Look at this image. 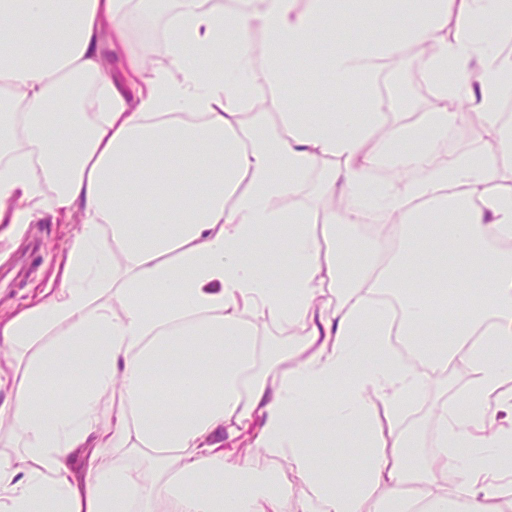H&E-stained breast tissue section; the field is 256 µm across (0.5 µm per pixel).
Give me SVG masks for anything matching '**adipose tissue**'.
Here are the masks:
<instances>
[{
    "instance_id": "1",
    "label": "adipose tissue",
    "mask_w": 512,
    "mask_h": 512,
    "mask_svg": "<svg viewBox=\"0 0 512 512\" xmlns=\"http://www.w3.org/2000/svg\"><path fill=\"white\" fill-rule=\"evenodd\" d=\"M136 9L161 15L167 67L148 68L131 42ZM401 15L413 24L382 32V18ZM340 19L360 34L315 50ZM490 19L491 37L479 31ZM21 28L31 44L65 35L66 48L26 56ZM255 28L273 87L302 69L347 88L406 47L429 48L437 137L391 143L423 178L371 186L378 112H307L292 91L279 99L277 129L258 115L243 123ZM511 40L512 0H310L302 10L295 0H0V240L47 213L80 217L60 287L0 318V512H404L411 480L427 505L500 512L512 485L500 463L512 424L498 423L512 421V393L500 391L512 376V251L488 243L512 240V193L495 190L496 172L475 155L437 160L436 140L474 111L480 135L512 163V119L498 110L512 75L498 45ZM112 57L126 65L125 84L108 73ZM76 80L84 89L64 98ZM320 165L324 194L345 205L316 225L279 201ZM366 212L397 219L401 247L387 265L383 238L339 231ZM280 252L284 282L261 263ZM432 282L466 290L462 317L437 319ZM385 292L400 316L378 303ZM266 320L304 335L260 368L255 328ZM396 332L419 363L387 360ZM456 361L471 388L442 409L433 461L411 466L402 432L383 425ZM72 381L76 398L58 402ZM340 428L369 449L350 487L312 452ZM246 432L270 468L287 462L305 497L289 504L288 487L270 486L252 456L225 452V437ZM115 451L136 464H113ZM452 459L462 466L453 490L443 479Z\"/></svg>"
}]
</instances>
